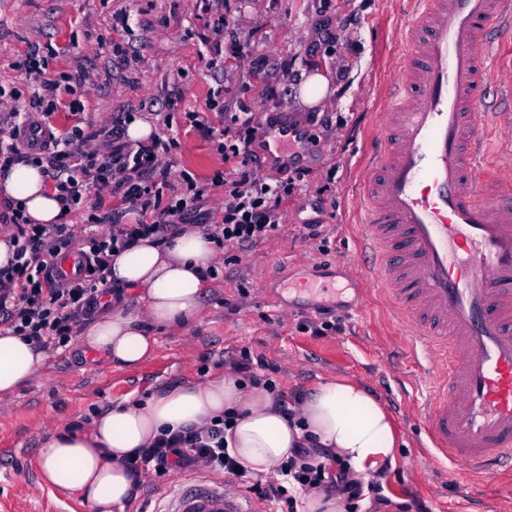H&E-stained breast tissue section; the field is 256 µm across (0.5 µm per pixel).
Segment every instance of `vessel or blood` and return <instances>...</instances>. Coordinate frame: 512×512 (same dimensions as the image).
Masks as SVG:
<instances>
[{
  "label": "vessel or blood",
  "mask_w": 512,
  "mask_h": 512,
  "mask_svg": "<svg viewBox=\"0 0 512 512\" xmlns=\"http://www.w3.org/2000/svg\"><path fill=\"white\" fill-rule=\"evenodd\" d=\"M511 0H415L388 135L363 182L367 271L433 370L425 428L475 472L512 466V173H486L512 126L487 105ZM167 512H251L224 485L179 486Z\"/></svg>",
  "instance_id": "vessel-or-blood-1"
}]
</instances>
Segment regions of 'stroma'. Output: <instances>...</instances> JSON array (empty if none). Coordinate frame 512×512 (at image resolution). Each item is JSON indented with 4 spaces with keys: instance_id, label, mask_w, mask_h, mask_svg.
<instances>
[{
    "instance_id": "stroma-1",
    "label": "stroma",
    "mask_w": 512,
    "mask_h": 512,
    "mask_svg": "<svg viewBox=\"0 0 512 512\" xmlns=\"http://www.w3.org/2000/svg\"><path fill=\"white\" fill-rule=\"evenodd\" d=\"M411 9V0H0V89L13 104L29 105L37 84L16 63L40 47L49 56L46 78L81 75L58 93L54 134L68 136L79 119L99 124L115 112L150 121L156 135L176 143L164 197L182 192L186 174L210 187L195 223L224 206L223 188L211 181L228 166L212 132L234 113L249 109L261 125L276 116L307 136L292 145L305 176L282 205L277 235L225 248L200 322L160 332L155 356L134 370L106 366L75 343L47 353L39 373L0 404V512H92L42 483L43 441L116 402L199 380L201 366L222 372L244 351L275 368L283 394L344 378L389 410L405 441L383 467V494L393 503L413 512H512V475L474 478L449 461H431L423 366L387 299L359 279L362 168L371 138L385 131L386 85ZM119 12L128 14V27L114 24ZM220 17L228 27L217 34ZM116 45L123 55H113ZM241 46L262 57L270 94L249 59L239 58ZM325 69L334 76L331 103L301 107L295 78ZM75 101L82 115L70 111ZM194 113L200 123L191 122ZM309 224L320 225L317 239L305 238ZM324 282L332 291H312ZM330 316L340 330L315 334L314 324ZM197 477L176 469L145 479L128 512L146 501L164 512L174 488Z\"/></svg>"
}]
</instances>
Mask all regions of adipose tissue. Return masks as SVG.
Instances as JSON below:
<instances>
[{"label":"adipose tissue","instance_id":"ef3b65f1","mask_svg":"<svg viewBox=\"0 0 512 512\" xmlns=\"http://www.w3.org/2000/svg\"><path fill=\"white\" fill-rule=\"evenodd\" d=\"M0 201L17 206L35 224H57L63 207L40 167L0 168ZM218 258L201 228H179L166 241L130 243L112 260L108 276L119 294L111 311L85 326L82 345L112 367L134 369L154 357L162 330L199 322L206 269ZM134 297H127V290ZM45 356L16 336L0 335V401L31 381ZM287 419L275 396L232 371L204 383L158 390L145 403L123 401L100 414L90 429L64 425L38 453L40 476L53 491L87 501L93 512H125L139 479L126 464L134 449L148 447L161 429L201 427L230 417L224 443L238 465L268 476L306 440L349 468V478L393 460L399 439L390 412L360 383L336 379L289 398Z\"/></svg>","mask_w":512,"mask_h":512}]
</instances>
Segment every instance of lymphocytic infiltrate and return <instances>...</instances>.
Instances as JSON below:
<instances>
[{"label":"lymphocytic infiltrate","mask_w":512,"mask_h":512,"mask_svg":"<svg viewBox=\"0 0 512 512\" xmlns=\"http://www.w3.org/2000/svg\"><path fill=\"white\" fill-rule=\"evenodd\" d=\"M58 88V81H41L26 111L0 108V126L9 129L8 139L0 138V165L38 164L52 181L64 209L80 208L92 191L106 188L118 195L122 204L140 208L147 219L139 224L109 225L103 216L93 214L78 230L66 223H29L17 208L0 216L13 249L10 264L0 267V330L10 331L40 352L68 347L82 326L106 310L105 299L113 292L107 277L115 251L139 237L164 239L168 228L185 220L192 205L208 192L207 186L190 178L178 197L167 199L156 190V180L163 174L160 164L175 143L158 136L146 145L125 141L130 113H113L101 124L79 127L71 137L56 139L47 120L56 109ZM219 135L225 161H236L237 167L221 181V221L204 225L203 230L219 249L268 241L282 222L284 200L297 191L302 176L282 161L277 164L282 178L252 171L256 157L250 146L257 140V129L251 113L235 116ZM73 252L81 257L77 274L67 279L57 276L62 257ZM227 425L226 419L217 418L201 429L162 430L150 447L136 449L126 463L136 474L158 478L176 466L229 473L247 484L259 500L281 512H296L300 491L329 493L338 486L349 502L367 492L376 498L381 495L380 481L365 486L338 484L327 477L325 464L303 458L282 462L278 479L251 480L224 446Z\"/></svg>","instance_id":"f902f5d3"}]
</instances>
